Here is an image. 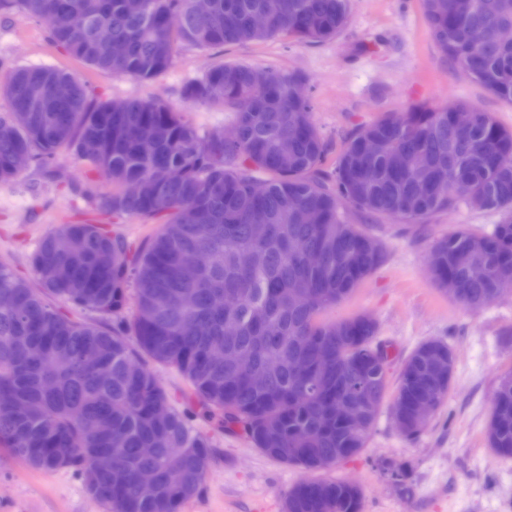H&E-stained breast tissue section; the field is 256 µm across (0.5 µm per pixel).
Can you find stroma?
Returning <instances> with one entry per match:
<instances>
[{"label":"stroma","mask_w":512,"mask_h":512,"mask_svg":"<svg viewBox=\"0 0 512 512\" xmlns=\"http://www.w3.org/2000/svg\"><path fill=\"white\" fill-rule=\"evenodd\" d=\"M222 61L303 74L329 168L354 130L417 103L464 102L494 113L512 130V105L459 71L435 40L421 0H351L340 35L321 44L279 37L221 50L185 45L166 72L146 83L70 56L51 41L45 22L18 10L0 12V79L18 66H53L106 100L162 99L181 108L184 120L202 134L229 130L231 115L215 105H184L182 89ZM112 190L87 163L66 154L54 165H32L16 179L0 182V264L33 281V254L42 237L62 224H93L134 246L159 230L157 220L103 212L98 200ZM349 217L383 242L385 258L347 301L325 311L323 320L370 314L379 340L394 350L390 382H397L404 360L430 339L447 342L456 365L445 403L417 438H404L390 406H382L364 451L322 470V477L360 485L363 512H512V459L499 457L486 440L493 392L500 376L512 370V290L486 307L468 309L433 287L428 271L435 238L461 225L490 231L500 213L461 200L422 226L354 211ZM194 425L212 440L214 453L200 492L180 512H280L288 489L307 477L203 418ZM394 467L405 472L403 481L391 480ZM0 512L109 509L73 472L33 469L0 445Z\"/></svg>","instance_id":"35a3bbf8"}]
</instances>
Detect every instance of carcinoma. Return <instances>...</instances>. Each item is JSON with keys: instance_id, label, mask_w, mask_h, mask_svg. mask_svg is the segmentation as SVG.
<instances>
[{"instance_id": "obj_1", "label": "carcinoma", "mask_w": 512, "mask_h": 512, "mask_svg": "<svg viewBox=\"0 0 512 512\" xmlns=\"http://www.w3.org/2000/svg\"><path fill=\"white\" fill-rule=\"evenodd\" d=\"M349 0H211L205 16L192 0H0L49 26L54 44L99 71L148 81L168 70L177 48L200 49L288 36L305 43L336 38ZM440 47L472 79L512 104V44L497 31L512 26V0H422ZM273 14L264 31L250 17ZM78 14L87 25H69ZM106 26L125 45L121 57L96 44ZM484 29L481 44L469 40ZM223 62L189 80L190 103L220 105L234 114V136L201 135L159 98L111 103L53 66H20L0 83L11 104L0 118V182L17 176L15 153L49 163L65 149L120 191L101 209L161 229L133 249L93 224H61L32 257L37 285L0 264V444L43 471L68 469L110 512H179L203 484L209 437L192 424L203 414L218 429L245 436L266 457L312 474L288 489L282 512H363L360 486L315 477L320 469L366 448L389 380L378 360L367 314L323 322L320 314L345 300L383 261L384 246L344 206L407 224L425 222L462 197L473 208L511 213L489 232L458 228L435 239L432 284L469 308L512 287V131L491 112L459 104L464 121L426 103L408 119L388 112L349 135L328 170L327 146L310 101L295 89V72H265ZM72 96L58 102L52 86ZM39 96L42 112H24ZM317 210L322 223L307 224ZM317 251L311 266L300 253ZM101 251L112 265L97 264ZM251 251L244 267L238 254ZM204 258L187 279V256ZM52 299L92 316L75 321ZM248 352L265 378L254 388L239 376L235 356ZM176 369L191 396L180 410L153 369ZM455 355L429 340L405 361L392 408L418 436L447 398ZM360 410L359 421H336V400ZM488 446L512 457V372L501 376L486 427ZM153 448L151 456L140 449ZM154 473L145 498L138 475Z\"/></svg>"}]
</instances>
